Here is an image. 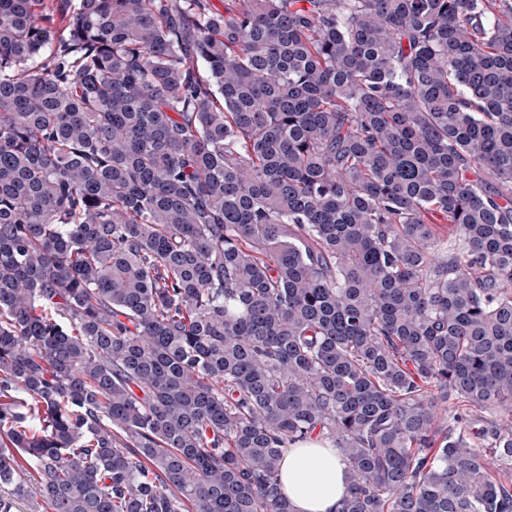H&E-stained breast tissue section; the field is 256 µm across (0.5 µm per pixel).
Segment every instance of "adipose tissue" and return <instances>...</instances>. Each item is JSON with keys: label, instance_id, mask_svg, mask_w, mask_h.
Returning <instances> with one entry per match:
<instances>
[{"label": "adipose tissue", "instance_id": "ef3b65f1", "mask_svg": "<svg viewBox=\"0 0 512 512\" xmlns=\"http://www.w3.org/2000/svg\"><path fill=\"white\" fill-rule=\"evenodd\" d=\"M280 477L293 512H338L348 495L342 456L317 437L285 452Z\"/></svg>", "mask_w": 512, "mask_h": 512}]
</instances>
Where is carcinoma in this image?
Wrapping results in <instances>:
<instances>
[{"instance_id":"1","label":"carcinoma","mask_w":512,"mask_h":512,"mask_svg":"<svg viewBox=\"0 0 512 512\" xmlns=\"http://www.w3.org/2000/svg\"><path fill=\"white\" fill-rule=\"evenodd\" d=\"M314 436L512 512V0H0V512H291Z\"/></svg>"}]
</instances>
